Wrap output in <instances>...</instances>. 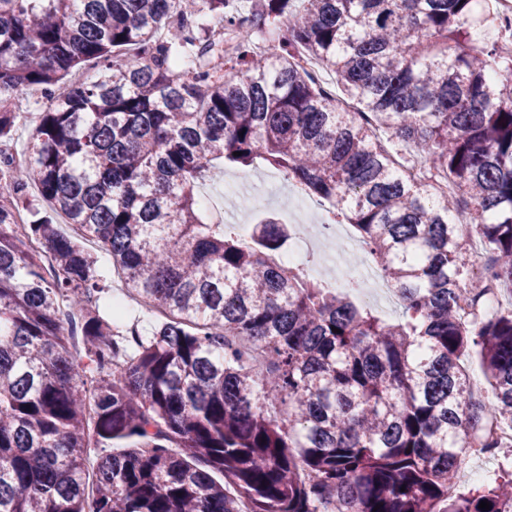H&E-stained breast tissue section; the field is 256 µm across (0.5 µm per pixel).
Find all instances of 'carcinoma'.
<instances>
[{
  "label": "carcinoma",
  "instance_id": "obj_1",
  "mask_svg": "<svg viewBox=\"0 0 512 512\" xmlns=\"http://www.w3.org/2000/svg\"><path fill=\"white\" fill-rule=\"evenodd\" d=\"M496 15L494 0H260L250 16L234 0H0V144L11 100L45 99L25 166L0 157V512H504L511 471L453 488L467 448L512 426V311L470 286L474 235L487 282L512 291V63L471 39ZM380 129L436 181L402 176ZM257 165L356 230L399 322L349 283L283 270L274 220L247 243L201 208V182ZM31 182L50 210L19 205ZM56 215L164 312L151 336L101 311L97 258Z\"/></svg>",
  "mask_w": 512,
  "mask_h": 512
}]
</instances>
